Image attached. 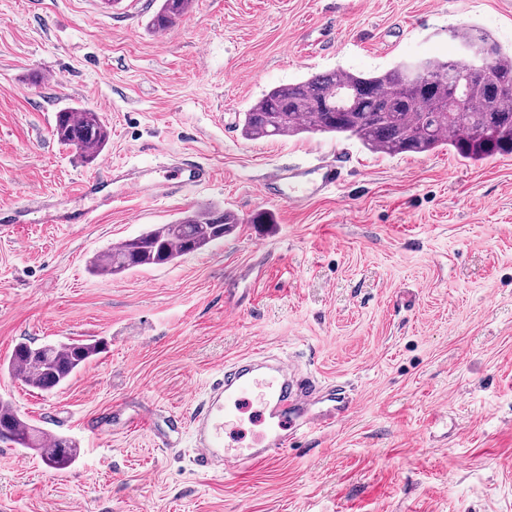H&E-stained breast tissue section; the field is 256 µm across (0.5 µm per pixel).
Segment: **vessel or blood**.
Masks as SVG:
<instances>
[{"label": "vessel or blood", "mask_w": 512, "mask_h": 512, "mask_svg": "<svg viewBox=\"0 0 512 512\" xmlns=\"http://www.w3.org/2000/svg\"><path fill=\"white\" fill-rule=\"evenodd\" d=\"M152 167L128 173L110 166L99 176L80 182V197L91 200V207L80 212L56 209L47 215L51 224H88L96 211L111 208L116 199L109 185L123 191L162 200L182 195L190 189L212 184L215 171L209 165L174 159L160 178H153ZM341 177L336 163L326 162L312 169L284 171L281 177L289 189V199L319 193L335 187ZM256 401L263 425L254 439L243 447L228 444L224 430L233 424L244 404ZM354 401L336 387H322L301 376L298 366L289 358L244 356L224 367L221 379L211 388L190 417L176 416L170 421V436L162 438L163 446H173V437L191 429L195 460L201 469L222 464L228 470H242L260 460H268L290 447L299 437L332 429L352 413Z\"/></svg>", "instance_id": "obj_1"}]
</instances>
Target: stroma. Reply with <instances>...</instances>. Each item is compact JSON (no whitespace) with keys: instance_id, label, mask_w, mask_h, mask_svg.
I'll return each instance as SVG.
<instances>
[{"instance_id":"1","label":"stroma","mask_w":512,"mask_h":512,"mask_svg":"<svg viewBox=\"0 0 512 512\" xmlns=\"http://www.w3.org/2000/svg\"><path fill=\"white\" fill-rule=\"evenodd\" d=\"M154 0H0V398L80 450L66 481L0 443V512H512V155L389 156L323 134L245 140L239 115L271 87L339 69L459 56L477 24L512 47V0H194L158 41ZM99 110L88 164L55 115ZM347 149L336 188L268 201L259 184ZM213 166L212 185L130 193L89 224H47L31 195L81 207L106 165ZM233 212L210 248L120 276L93 256L197 204ZM268 212L272 223L255 224ZM98 339L62 388L9 375L15 345ZM260 351L343 386L354 412L276 458L227 473L130 419L192 412L222 365Z\"/></svg>"}]
</instances>
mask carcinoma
<instances>
[{
    "label": "carcinoma",
    "mask_w": 512,
    "mask_h": 512,
    "mask_svg": "<svg viewBox=\"0 0 512 512\" xmlns=\"http://www.w3.org/2000/svg\"><path fill=\"white\" fill-rule=\"evenodd\" d=\"M191 9V0H158L148 27L159 32L175 26ZM460 44L490 51L486 78L461 87L471 62L451 57H426L424 86L416 79L413 61L369 74L334 71L274 87L242 113L247 140L320 133L358 139L371 151L398 155L448 147L464 160L487 161L512 153V50H505L482 29L467 25L450 31ZM456 90L461 112H444L441 104ZM58 142L81 152L94 163L105 150L110 132L100 113L66 108L56 115ZM237 218L211 206L185 212L168 224H154L141 234L110 246L93 257L91 270L115 276L145 266L168 265L202 251L231 234ZM103 349L95 339H75L32 346L17 344L7 369L28 386L45 393L61 388ZM0 441L37 451L54 470L70 468L79 456L76 444L49 435L23 421L12 404L0 400Z\"/></svg>",
    "instance_id": "carcinoma-1"
}]
</instances>
